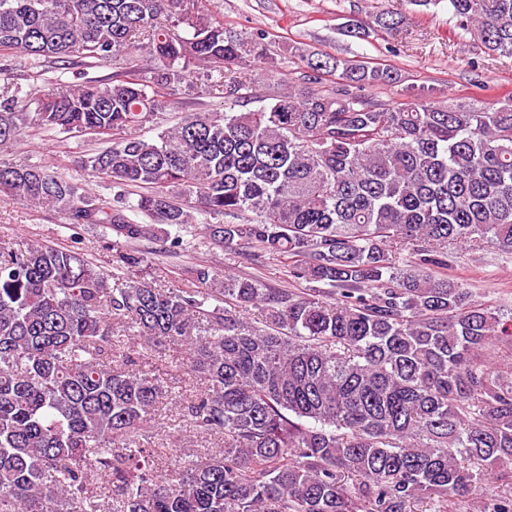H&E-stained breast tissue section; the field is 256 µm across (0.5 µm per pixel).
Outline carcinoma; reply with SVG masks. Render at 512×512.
Masks as SVG:
<instances>
[{"label": "carcinoma", "instance_id": "obj_1", "mask_svg": "<svg viewBox=\"0 0 512 512\" xmlns=\"http://www.w3.org/2000/svg\"><path fill=\"white\" fill-rule=\"evenodd\" d=\"M443 1L512 55V0H408ZM211 2L0 0V55L36 77L4 82L0 148L88 136L102 148L73 166L115 190L0 162V192L112 237L110 280L77 236L0 243V512H448L476 490L479 512H512V489L483 485L512 470V317L447 274L459 248L512 254V93L447 104L410 83L374 101L365 91L403 81L396 68L276 50ZM286 56L305 72L276 91L235 75ZM108 62L126 67L64 79ZM181 84L224 110L170 119ZM193 210L211 246L269 256L286 285L206 264L188 270L198 290L142 277L140 244L183 249ZM116 332L159 358L184 348L208 381L183 412L222 448L178 460L175 481L143 444L168 386L134 351L112 359Z\"/></svg>", "mask_w": 512, "mask_h": 512}]
</instances>
